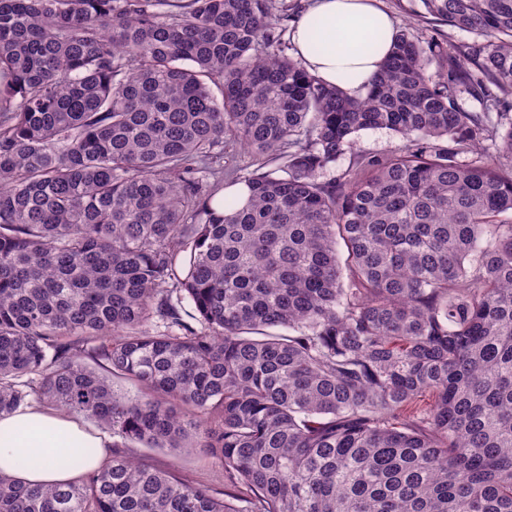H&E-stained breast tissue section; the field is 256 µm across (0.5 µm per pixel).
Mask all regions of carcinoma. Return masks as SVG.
I'll list each match as a JSON object with an SVG mask.
<instances>
[{"label":"carcinoma","instance_id":"carcinoma-1","mask_svg":"<svg viewBox=\"0 0 512 512\" xmlns=\"http://www.w3.org/2000/svg\"><path fill=\"white\" fill-rule=\"evenodd\" d=\"M407 2L473 41L400 29L351 95L272 0H0V415L112 434L0 512H512V0ZM374 128L406 144L318 180ZM256 156L240 145H227L224 149V171L242 170L241 173L254 169ZM125 451L144 458L156 468L169 470L196 484L205 485L217 491L224 489L226 483L224 467L203 448H144L130 445V448H126Z\"/></svg>","mask_w":512,"mask_h":512}]
</instances>
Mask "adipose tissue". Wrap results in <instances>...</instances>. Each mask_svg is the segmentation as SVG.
Returning a JSON list of instances; mask_svg holds the SVG:
<instances>
[{
    "instance_id": "obj_1",
    "label": "adipose tissue",
    "mask_w": 512,
    "mask_h": 512,
    "mask_svg": "<svg viewBox=\"0 0 512 512\" xmlns=\"http://www.w3.org/2000/svg\"><path fill=\"white\" fill-rule=\"evenodd\" d=\"M396 31L376 0H313L291 40L299 59L325 81L358 94L378 71ZM78 420L42 406L0 416V468L33 485L75 480L71 462L84 449L109 447Z\"/></svg>"
}]
</instances>
